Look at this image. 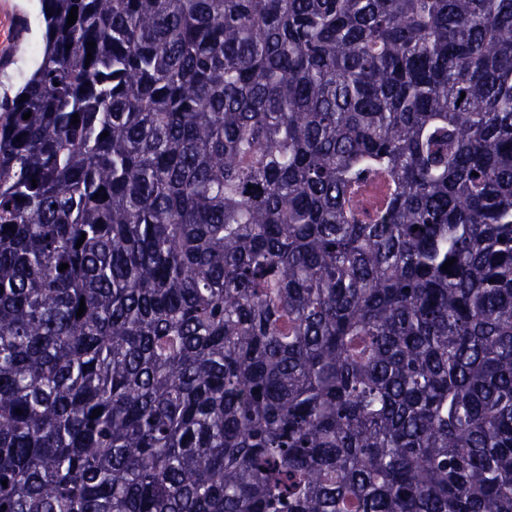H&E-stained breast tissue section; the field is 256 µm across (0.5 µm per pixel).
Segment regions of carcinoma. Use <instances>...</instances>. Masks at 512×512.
I'll return each instance as SVG.
<instances>
[{"label":"carcinoma","mask_w":512,"mask_h":512,"mask_svg":"<svg viewBox=\"0 0 512 512\" xmlns=\"http://www.w3.org/2000/svg\"><path fill=\"white\" fill-rule=\"evenodd\" d=\"M41 9L0 512H512V0Z\"/></svg>","instance_id":"obj_1"}]
</instances>
